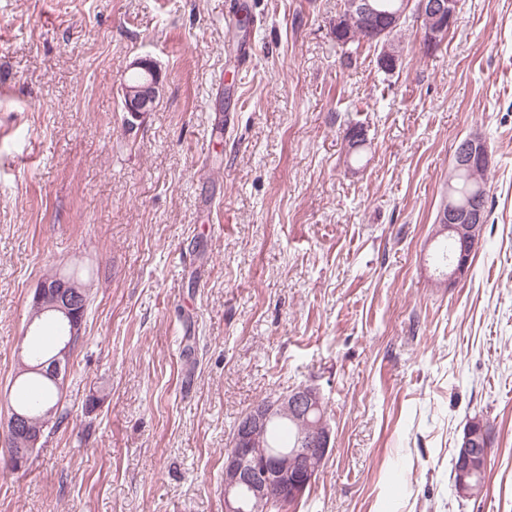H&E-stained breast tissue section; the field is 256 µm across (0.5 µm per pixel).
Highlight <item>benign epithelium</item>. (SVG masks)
I'll list each match as a JSON object with an SVG mask.
<instances>
[{
	"label": "benign epithelium",
	"instance_id": "7a95c632",
	"mask_svg": "<svg viewBox=\"0 0 512 512\" xmlns=\"http://www.w3.org/2000/svg\"><path fill=\"white\" fill-rule=\"evenodd\" d=\"M459 0H401L395 12L377 15L373 0H348L347 17L356 22V29L364 38L377 43L379 66L393 72L403 57V44L397 31L404 18L413 16L419 24V38L427 52L438 50L447 33L458 22ZM126 72L140 74L135 84L122 82L124 107L132 118L152 111L161 90L162 76L157 65L149 58L137 57ZM489 165V153L482 136L474 132L460 142L455 167L474 170ZM486 218L477 203H461L448 195L437 218L438 235L448 236L459 243V249L448 264V283L465 276L477 246ZM33 310L38 314H55L66 323V336L58 344L55 356L48 362L31 367L34 372L56 379L67 377L73 343L82 332L86 313V295L83 285L76 279L57 276L41 281L32 297ZM323 395L313 384L293 386L272 395L265 403L254 405L239 420L235 429L232 450L224 452V512H247L250 501H279L301 498L312 485L315 474L306 467L311 459H325L329 453L332 430L322 413ZM281 414L288 415L298 428V447L287 454L258 457L255 443L264 436L269 421ZM58 413L50 408L31 413L9 408L6 428L14 458L18 464L28 462L41 444L46 427L56 421ZM491 442L487 424L474 427L470 420L456 439L454 453L455 489L459 497L470 499L480 492L473 477L484 471L487 456L481 446Z\"/></svg>",
	"mask_w": 512,
	"mask_h": 512
}]
</instances>
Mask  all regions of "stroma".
<instances>
[{"label": "stroma", "instance_id": "1", "mask_svg": "<svg viewBox=\"0 0 512 512\" xmlns=\"http://www.w3.org/2000/svg\"><path fill=\"white\" fill-rule=\"evenodd\" d=\"M340 3L0 0V418L38 283L90 291L64 420L25 468L0 454V512H224L236 425L301 383L333 433L295 512H512V0H459L433 53L406 28L392 73L369 47L343 63ZM137 57L163 87L130 125ZM475 131L489 219L441 286L434 221ZM476 414L493 441L463 499ZM477 414L467 419V424L463 427L462 433L456 439L454 453L457 460L455 468L454 457L452 458L451 478L453 486L459 497L464 499L479 496L480 484L473 481L477 473L484 471L487 465V456L482 453L481 445L486 446L491 442V431L487 421H480V429L476 431L473 426L478 423ZM455 470V472H454ZM454 475L456 476L454 480Z\"/></svg>", "mask_w": 512, "mask_h": 512}]
</instances>
